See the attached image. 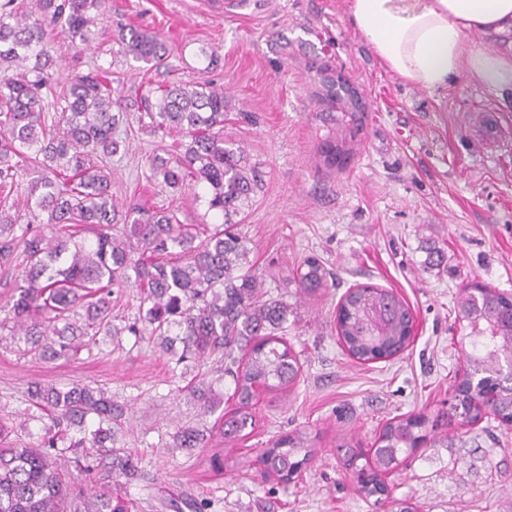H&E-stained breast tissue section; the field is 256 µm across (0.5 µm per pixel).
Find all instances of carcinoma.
<instances>
[{
  "mask_svg": "<svg viewBox=\"0 0 512 512\" xmlns=\"http://www.w3.org/2000/svg\"><path fill=\"white\" fill-rule=\"evenodd\" d=\"M104 0H0V269L17 271L0 320V342L25 344L41 359L69 358L99 343L101 336L125 330L147 335L172 355L175 365L211 362L232 378L235 400L220 409L224 395L207 374L198 373L185 392L204 416L221 411L219 435L243 438L255 425L253 399L258 388L285 390L299 373L297 356L285 341L288 303L262 290L252 272L239 229L246 210L262 188V177L245 146L224 138V89L208 82L181 81L151 87L141 97V127L153 135L179 133L186 140L167 156H153L146 180L176 193L190 189L221 221L184 224L179 206L145 209L120 205L112 192L115 138L126 114L102 71L75 75L58 88L53 43L64 34L71 43H90ZM121 51L137 62L160 68L171 49L153 32L129 29ZM349 89L329 81L327 95L350 109ZM346 140L327 145L324 161L346 158ZM33 169L27 185L26 213L19 214L18 177ZM91 239L73 241L72 228ZM329 272L309 257L297 274L296 293L313 296L328 286ZM116 288L137 291L138 315L121 330L112 319ZM459 310L474 334L457 392L466 396L454 415L461 424L512 414V377L502 365L512 357V303L490 288H464ZM413 315L394 290L361 285L344 296L336 311V333L359 362L393 355L408 346ZM494 391L493 405L469 407L481 391ZM28 398L49 420L32 448H5L9 431L0 427V512H131L107 484L94 492L88 484L110 459L108 476L141 477L130 452L115 446L126 422L125 407L99 388L74 384L66 389L33 383ZM98 426L90 430L87 420ZM79 438L58 448L70 431ZM414 418L385 424L370 472L359 488L365 497L381 492L379 475L394 471L401 454L413 448ZM213 430L184 424L170 447L206 448ZM74 460L66 459V453ZM313 439L297 432L262 451L266 473L291 479L313 458Z\"/></svg>",
  "mask_w": 512,
  "mask_h": 512,
  "instance_id": "carcinoma-1",
  "label": "carcinoma"
}]
</instances>
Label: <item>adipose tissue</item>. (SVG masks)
<instances>
[{"label": "adipose tissue", "mask_w": 512, "mask_h": 512, "mask_svg": "<svg viewBox=\"0 0 512 512\" xmlns=\"http://www.w3.org/2000/svg\"><path fill=\"white\" fill-rule=\"evenodd\" d=\"M349 15L406 83L442 90L464 68L501 107L512 106V54L467 40L512 34V0H350Z\"/></svg>", "instance_id": "obj_1"}]
</instances>
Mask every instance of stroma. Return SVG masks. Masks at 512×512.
Returning a JSON list of instances; mask_svg holds the SVG:
<instances>
[{"mask_svg":"<svg viewBox=\"0 0 512 512\" xmlns=\"http://www.w3.org/2000/svg\"><path fill=\"white\" fill-rule=\"evenodd\" d=\"M349 0H248L225 14L220 0H106L92 29L94 47L57 36L59 83L95 67L109 69L129 105L112 159L118 201L145 208L169 201L186 224L206 207L190 191L146 182L155 148L177 144L141 129L144 78L208 81L228 100L224 136L245 143L264 185L241 226L256 276L291 312L287 340L301 373L288 391H262L256 424L244 439L191 452L171 451L176 428L196 422L180 395L173 361L145 336L123 332L72 359L47 362L0 343V424L18 428L31 381L99 387L127 409L120 447L144 479L124 484L133 512H512V426L448 420L455 374L470 349L456 298L478 282L512 294V111L488 99L467 71L431 92L405 83L354 29ZM156 33L172 48L168 68L121 52L122 29ZM215 50L205 70L202 49ZM346 77L363 104L353 154L344 169L325 167L321 144L341 132L326 80ZM309 256L329 271L320 295L300 297L292 282ZM390 288L415 319L405 351L360 363L343 350L336 309L350 288ZM425 420L422 448L388 478L390 501L374 504L356 485L346 448H368L389 419ZM26 421V420H25ZM315 436L316 452L299 478L262 477L257 456L282 436ZM224 460L215 468L214 457Z\"/></svg>","mask_w":512,"mask_h":512,"instance_id":"1","label":"stroma"}]
</instances>
